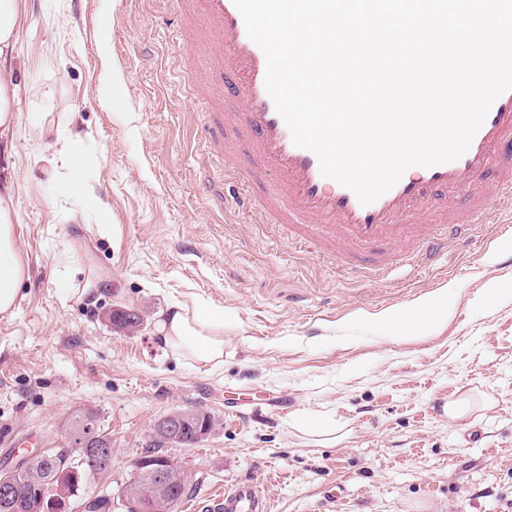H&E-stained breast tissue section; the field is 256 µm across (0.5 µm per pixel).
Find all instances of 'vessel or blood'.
I'll list each match as a JSON object with an SVG mask.
<instances>
[{
  "label": "vessel or blood",
  "mask_w": 512,
  "mask_h": 512,
  "mask_svg": "<svg viewBox=\"0 0 512 512\" xmlns=\"http://www.w3.org/2000/svg\"><path fill=\"white\" fill-rule=\"evenodd\" d=\"M181 37L189 50L204 48L209 70L194 79L200 97L224 114L220 127L197 125L195 136L211 152L231 157L246 146L255 173L275 172L276 184L254 196L259 223L287 226L316 251L339 254L354 272L383 264L390 254L421 262L446 248L457 228L481 223L487 202L512 212V90L492 105L468 150L433 167L413 166L370 204L324 177L312 151L294 145L291 132L265 88L266 58L246 31L233 0H177ZM467 192L465 208L448 201ZM436 208L434 222L408 226L402 219ZM247 479L216 491L197 512H274Z\"/></svg>",
  "instance_id": "b4317fda"
}]
</instances>
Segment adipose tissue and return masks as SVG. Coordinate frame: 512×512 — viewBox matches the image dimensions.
Here are the masks:
<instances>
[{
	"instance_id": "1",
	"label": "adipose tissue",
	"mask_w": 512,
	"mask_h": 512,
	"mask_svg": "<svg viewBox=\"0 0 512 512\" xmlns=\"http://www.w3.org/2000/svg\"><path fill=\"white\" fill-rule=\"evenodd\" d=\"M23 17L21 0H0V139L17 127L21 115L13 107L20 93L15 80L13 53ZM52 155H34L32 165L49 178L58 180L63 191L80 197L87 211L100 208L99 200L86 193L80 170L91 148L84 136L57 137ZM18 198L12 180H0V316L12 315L27 272V264L15 236ZM448 316L445 303L409 308L380 321L383 333L405 336L422 322L442 323ZM159 343L178 359L202 365L224 362V310L220 307H188L170 304L156 325Z\"/></svg>"
}]
</instances>
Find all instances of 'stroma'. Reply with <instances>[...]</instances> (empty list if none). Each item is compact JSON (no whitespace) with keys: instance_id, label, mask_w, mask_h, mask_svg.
Masks as SVG:
<instances>
[{"instance_id":"1","label":"stroma","mask_w":512,"mask_h":512,"mask_svg":"<svg viewBox=\"0 0 512 512\" xmlns=\"http://www.w3.org/2000/svg\"><path fill=\"white\" fill-rule=\"evenodd\" d=\"M172 8L26 0L21 122L0 143L28 264L13 315L0 316V466L16 442L64 447L73 412L88 408L112 441V468L82 493L115 496L156 421L201 406L213 432L167 451L195 499L249 478L276 512H512V217L488 206L429 269L393 256L381 278L272 236L236 203L223 163L203 160L193 131L213 109L191 94ZM60 134L93 138L81 177L107 223L31 168ZM88 282L83 301L69 297ZM439 299L445 323L380 333L379 318ZM174 301L223 308V365L159 345L156 317ZM125 304L144 332L113 327ZM464 396L466 418L434 408ZM263 398L277 407L255 412ZM330 483L342 500L325 501Z\"/></svg>"}]
</instances>
